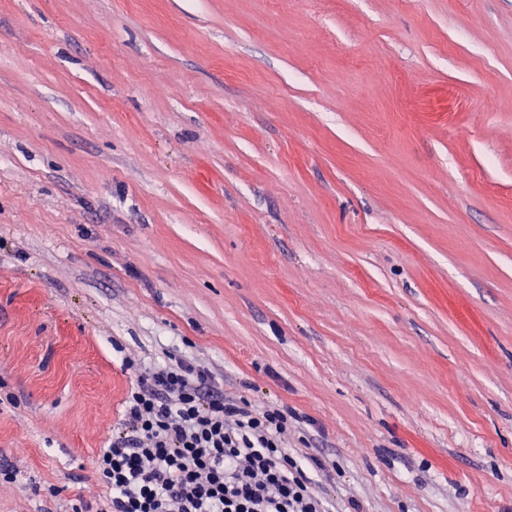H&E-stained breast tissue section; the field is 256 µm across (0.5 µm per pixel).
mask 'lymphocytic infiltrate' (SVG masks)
Listing matches in <instances>:
<instances>
[{
	"label": "lymphocytic infiltrate",
	"mask_w": 512,
	"mask_h": 512,
	"mask_svg": "<svg viewBox=\"0 0 512 512\" xmlns=\"http://www.w3.org/2000/svg\"><path fill=\"white\" fill-rule=\"evenodd\" d=\"M123 366V421L95 460L108 512H337L307 475L331 464L290 448L287 411L226 394L183 358Z\"/></svg>",
	"instance_id": "obj_1"
}]
</instances>
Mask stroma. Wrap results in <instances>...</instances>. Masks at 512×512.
<instances>
[{
    "label": "stroma",
    "instance_id": "stroma-1",
    "mask_svg": "<svg viewBox=\"0 0 512 512\" xmlns=\"http://www.w3.org/2000/svg\"><path fill=\"white\" fill-rule=\"evenodd\" d=\"M168 352L342 512H512V0H0V512Z\"/></svg>",
    "mask_w": 512,
    "mask_h": 512
}]
</instances>
